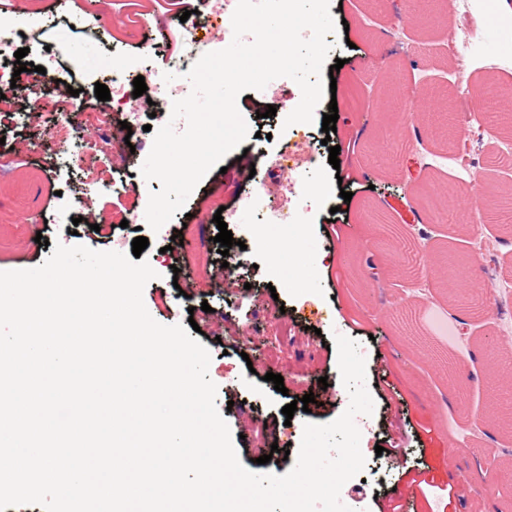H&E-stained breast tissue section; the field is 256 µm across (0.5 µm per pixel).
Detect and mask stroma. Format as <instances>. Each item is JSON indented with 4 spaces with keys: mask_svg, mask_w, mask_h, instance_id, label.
Masks as SVG:
<instances>
[{
    "mask_svg": "<svg viewBox=\"0 0 512 512\" xmlns=\"http://www.w3.org/2000/svg\"><path fill=\"white\" fill-rule=\"evenodd\" d=\"M455 6L456 0H330L338 24L328 37L330 56L344 62L335 75L337 136L327 137L320 120L305 125L309 162L297 177L280 173L275 159L292 133L282 130L278 118L266 117L268 97L243 91L237 108L256 135L253 146L221 159L183 211L155 232L145 219L152 185L140 172L152 133L139 124L122 129L127 114L119 108L106 124L92 110L77 113L84 130L78 144H58L47 131L54 106L70 90H78L80 100L95 101L96 84L109 80L112 50L135 58L150 41L184 50L177 16L167 15L168 30L154 34L153 16L132 0H99L109 17L103 45L59 21L61 14L88 10V0H68L62 7L55 0H22V20L42 33L30 41L26 62H38L47 47L62 71L55 85L38 83L32 72L0 76V93L11 104L0 112V271L39 266L56 241L101 249L94 225L122 212L136 224L115 229L111 245L128 254L134 238L148 239L142 256L158 277L144 290L145 306L160 324H198L197 339L211 354L216 404L246 469L286 474L294 462L283 453L298 452L304 424L332 422L346 409L349 395L333 339L339 333L358 343L374 401L365 419L366 466L346 483L342 502L353 512H379L403 487L405 471L425 462L434 478L426 490L430 502L449 484L461 494L446 512H512V417L489 410L486 393L491 384L512 393V328L502 320L512 312V217L485 214L512 192V124L487 111L484 99L493 88L512 93V67L498 63L500 55L512 54V25L490 22L454 59L448 55V25ZM462 90L472 99L467 116L451 108V97ZM344 131L351 138L345 145L339 139ZM463 131L481 157L480 166L468 171L452 159L454 137ZM333 145L340 149L336 167L328 162ZM419 158L426 167L411 174ZM98 164L112 169L115 188L100 192L84 183V174ZM249 165L267 186V209L284 204L289 182L303 190L291 225L305 235L294 261L309 269L308 278L268 273L271 252L252 239L257 215L241 208L252 186L242 172ZM340 168L357 177L348 202L340 195ZM454 184L468 188L484 214L481 223H473L460 205L447 221L426 207L427 198ZM76 196L80 204L69 208ZM221 207L239 219L225 256L213 241V217ZM71 213L78 223L67 222ZM333 219L348 224L337 244L329 234ZM478 231L497 241V282L486 281L471 248ZM371 263L383 270L381 283L367 278ZM228 264L236 268L229 278ZM417 278L429 282V293L412 292ZM436 312L452 325L467 321L474 333L469 344L453 345L439 335ZM286 323L291 332H283ZM491 328L500 338L493 350L481 339ZM381 361L390 367L384 378L376 370ZM269 372L283 377L285 392L266 381ZM308 393L315 398L310 412L285 418L283 407ZM422 425L434 427L432 437L417 438ZM398 437L405 440L404 454L376 455L375 444ZM451 443L462 455L450 465ZM263 455L269 463H260Z\"/></svg>",
    "mask_w": 512,
    "mask_h": 512,
    "instance_id": "1",
    "label": "stroma"
}]
</instances>
